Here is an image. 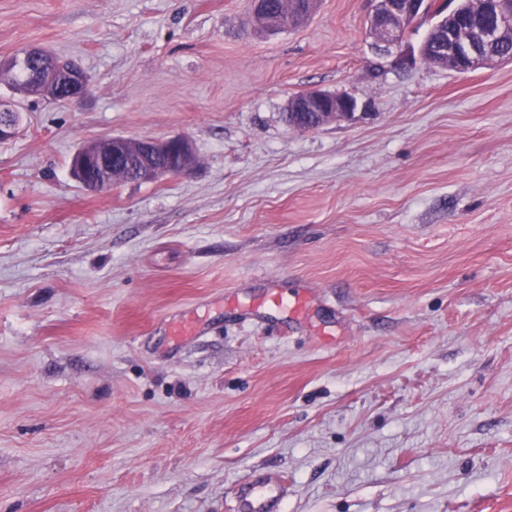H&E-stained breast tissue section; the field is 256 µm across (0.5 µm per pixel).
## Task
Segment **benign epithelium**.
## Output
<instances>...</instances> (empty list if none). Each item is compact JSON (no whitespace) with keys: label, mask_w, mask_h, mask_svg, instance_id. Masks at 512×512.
<instances>
[{"label":"benign epithelium","mask_w":512,"mask_h":512,"mask_svg":"<svg viewBox=\"0 0 512 512\" xmlns=\"http://www.w3.org/2000/svg\"><path fill=\"white\" fill-rule=\"evenodd\" d=\"M485 9L480 23L471 27L456 26L443 29L434 49L456 68L487 67L494 60L490 56L495 46L508 35L512 36V15L507 5L512 0H484ZM430 0H374L370 27L383 50L397 51L399 62L407 64L414 56L402 49L407 22L419 16ZM27 66V80L19 89L28 94L57 100L72 101L87 89V78L80 70L62 64L40 48H31L6 62H0V73L12 72L16 65ZM293 112L312 111L318 115V125L352 117L355 100L341 93L311 91L290 100ZM21 125L17 109L0 103V141L15 137ZM195 165V155L189 140L173 136L165 141H130L110 138L104 142H87L72 156V175L86 189L102 191L126 172L138 182L153 181L165 176L187 173Z\"/></svg>","instance_id":"1"}]
</instances>
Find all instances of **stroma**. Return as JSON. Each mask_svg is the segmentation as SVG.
I'll list each match as a JSON object with an SVG mask.
<instances>
[{"mask_svg": "<svg viewBox=\"0 0 512 512\" xmlns=\"http://www.w3.org/2000/svg\"><path fill=\"white\" fill-rule=\"evenodd\" d=\"M0 0V512H512V63L377 51L367 0ZM310 91L352 118L297 131ZM182 134L192 172L84 190V143ZM301 311L264 304L269 291ZM26 64L27 80L19 89L28 94L72 101L87 89V78L77 68L65 65L40 48H31L7 62H0V73L13 72L16 64ZM356 109L355 100L341 93L311 91L290 100L288 110L292 112L312 111L318 115L317 128L325 123L352 117ZM17 109L6 102L0 103V141L13 139L21 125ZM284 494L282 483L252 476L238 486L237 512H278Z\"/></svg>", "mask_w": 512, "mask_h": 512, "instance_id": "stroma-1", "label": "stroma"}]
</instances>
